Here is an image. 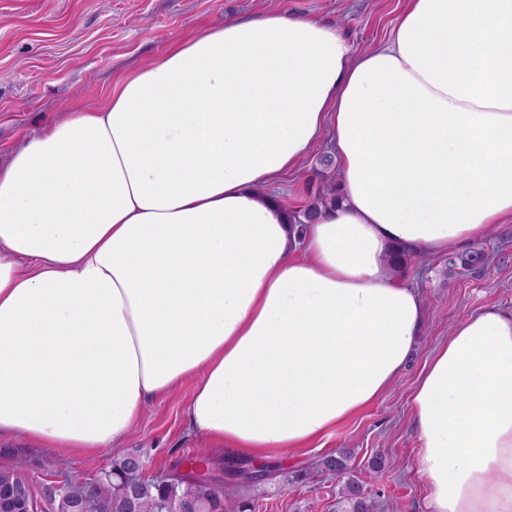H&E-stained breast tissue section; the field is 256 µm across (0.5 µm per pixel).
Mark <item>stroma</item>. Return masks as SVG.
<instances>
[{"mask_svg": "<svg viewBox=\"0 0 512 512\" xmlns=\"http://www.w3.org/2000/svg\"><path fill=\"white\" fill-rule=\"evenodd\" d=\"M405 0H0V156L38 131L64 108L93 109L112 81L189 36L228 17L281 11L314 16L338 27L355 50L381 45ZM326 145L310 153L300 171L285 178L279 196L289 210L308 207L323 170ZM484 250L480 270L449 266L447 256H412L403 274L427 306L419 348L394 384L329 436L304 453L280 460V475L230 498L224 512H336L345 479L317 471L315 463L342 448L353 449L349 476L373 503V512H423L427 495L417 476L420 442L411 424V399L432 351L452 326L487 307L512 314V223L473 241ZM189 387L148 402L132 436L118 448L61 456L0 439V467L23 462L38 512H49L45 492L63 480L90 482L101 469L135 455L146 476L174 473L182 458L206 456L216 487L231 482L238 460L231 451L212 454L191 433L185 414ZM396 459L390 471H375L376 454ZM304 480L288 481L284 472ZM348 476V477H349Z\"/></svg>", "mask_w": 512, "mask_h": 512, "instance_id": "35a3bbf8", "label": "stroma"}]
</instances>
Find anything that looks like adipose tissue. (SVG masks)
Instances as JSON below:
<instances>
[{
  "label": "adipose tissue",
  "instance_id": "ef3b65f1",
  "mask_svg": "<svg viewBox=\"0 0 512 512\" xmlns=\"http://www.w3.org/2000/svg\"><path fill=\"white\" fill-rule=\"evenodd\" d=\"M325 138L342 199L301 231L268 188ZM510 222L512 0H407L367 52L316 17L196 30L0 162V438L110 448L188 383L210 447L303 452L412 356L391 249ZM412 423L428 512H512V314L454 327Z\"/></svg>",
  "mask_w": 512,
  "mask_h": 512
}]
</instances>
